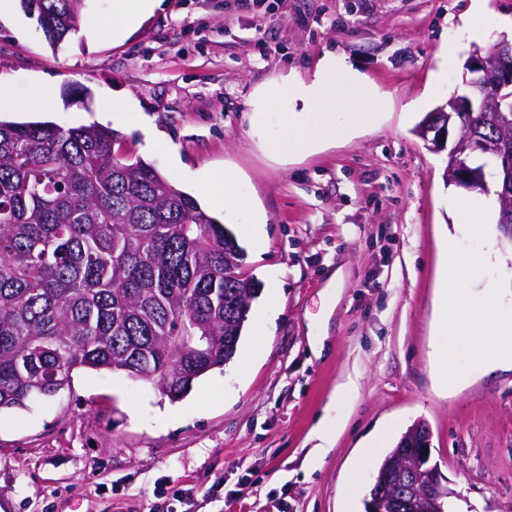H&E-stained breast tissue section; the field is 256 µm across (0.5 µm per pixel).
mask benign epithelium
<instances>
[{
    "mask_svg": "<svg viewBox=\"0 0 512 512\" xmlns=\"http://www.w3.org/2000/svg\"><path fill=\"white\" fill-rule=\"evenodd\" d=\"M468 77L464 78L465 85L478 93L482 91L487 82H491L497 89L496 97L492 100H482L477 104L474 98L467 95L455 94L447 103L431 114L418 128L417 135L434 152H447L446 176L460 186H474L481 191L488 190L487 180L483 170L473 166L464 156L465 148L476 150L481 148L492 151L502 161V188L497 190L498 198L503 209L512 207V194L507 187L512 185V147L505 141L496 143L484 141L476 147L472 144L465 146L457 144L456 114L461 112H485L487 119L494 126L506 129L512 126V39L507 35H500V39L493 44L490 51L476 52L466 64ZM430 432L426 424H416L409 435L401 442L400 447H420L416 466L427 467L431 472V480L421 487L417 495V502L425 500L438 502L444 498L458 496V493L448 487L447 481L440 473L437 465L430 464L431 452L429 443Z\"/></svg>",
    "mask_w": 512,
    "mask_h": 512,
    "instance_id": "7a95c632",
    "label": "benign epithelium"
}]
</instances>
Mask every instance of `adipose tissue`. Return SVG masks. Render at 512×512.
<instances>
[{"instance_id": "1", "label": "adipose tissue", "mask_w": 512, "mask_h": 512, "mask_svg": "<svg viewBox=\"0 0 512 512\" xmlns=\"http://www.w3.org/2000/svg\"><path fill=\"white\" fill-rule=\"evenodd\" d=\"M376 91L345 60L324 54L311 81L296 78L260 88L258 100L279 115L276 151L284 157L312 153L336 137L373 124L375 113L364 111ZM202 192L209 201H221L225 210H244L254 241H261L265 215L240 205V181L233 172L208 177ZM446 257L438 304V328L433 355L441 367L440 384L451 387L461 371L512 369V316L498 311L489 296L469 295L458 276L462 252L455 237L443 243ZM474 336L485 344L471 345Z\"/></svg>"}]
</instances>
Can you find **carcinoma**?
Listing matches in <instances>:
<instances>
[{"instance_id": "obj_1", "label": "carcinoma", "mask_w": 512, "mask_h": 512, "mask_svg": "<svg viewBox=\"0 0 512 512\" xmlns=\"http://www.w3.org/2000/svg\"><path fill=\"white\" fill-rule=\"evenodd\" d=\"M82 0H20L55 49ZM468 136L501 137L478 113ZM98 123L0 120V410L70 386L78 369L123 371L174 402L236 357L259 283L232 229ZM403 448L367 501L398 512Z\"/></svg>"}]
</instances>
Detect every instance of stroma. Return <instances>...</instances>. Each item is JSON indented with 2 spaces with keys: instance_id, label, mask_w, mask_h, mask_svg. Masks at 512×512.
I'll return each instance as SVG.
<instances>
[{
  "instance_id": "obj_1",
  "label": "stroma",
  "mask_w": 512,
  "mask_h": 512,
  "mask_svg": "<svg viewBox=\"0 0 512 512\" xmlns=\"http://www.w3.org/2000/svg\"><path fill=\"white\" fill-rule=\"evenodd\" d=\"M471 0H163L123 39L112 0H82L78 30L59 48L35 19H0V87L7 121L99 123L123 149L199 196L206 174L236 172L244 200L266 218L263 248L249 225L209 212L245 248L261 284L236 358L173 402L120 372L81 369L58 396L0 412V512H163L160 491L184 490L175 512H364L373 474L414 423L431 429L432 458L457 512L512 506V370L475 372L443 392L432 358L442 241L491 246L473 293L512 313V243L494 194L447 183L446 156L415 128L465 93V65L512 30V0H484V33L464 24ZM103 22V32L87 37ZM345 56L379 92V125L320 151L280 160L266 145L276 113L253 103L259 85L307 79L324 53ZM422 100V110L408 105ZM162 138L145 143L127 110ZM281 310L257 329L263 295ZM325 335L322 354L311 339ZM341 423L319 448L325 415Z\"/></svg>"
}]
</instances>
